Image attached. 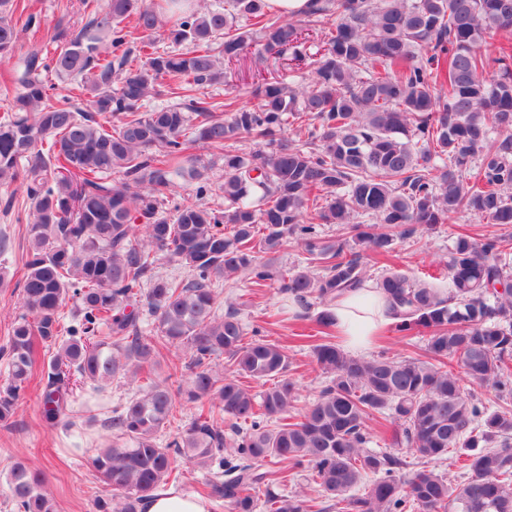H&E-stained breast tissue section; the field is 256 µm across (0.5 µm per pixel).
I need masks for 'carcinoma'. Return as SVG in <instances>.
Returning a JSON list of instances; mask_svg holds the SVG:
<instances>
[{
	"instance_id": "carcinoma-1",
	"label": "carcinoma",
	"mask_w": 512,
	"mask_h": 512,
	"mask_svg": "<svg viewBox=\"0 0 512 512\" xmlns=\"http://www.w3.org/2000/svg\"><path fill=\"white\" fill-rule=\"evenodd\" d=\"M83 6L81 28L55 24L53 50L20 54L35 16L20 27L27 5L0 0V62L14 63L0 185L20 184L29 204L25 312L0 348V421L27 390L39 339L55 348L46 419L112 433L91 461L105 485L97 512H139L181 461L209 474L204 494L228 512H512V234L457 233L446 288L398 271L377 279L397 331L427 335L423 352L367 359L318 344L328 383L305 409L285 348L246 340L232 306L216 314L217 284L245 273L253 288L278 283L302 316L321 304L315 322L329 331L336 298L368 282V254L388 257L396 239L460 214L512 226V0H311L304 16L330 24L310 84L268 82L253 105L200 90L223 83L224 60L257 41L299 47L302 20L265 0L204 12L197 0ZM162 38L172 48L159 49ZM48 73L69 82L63 98ZM164 93L176 102L152 106ZM287 125L308 140L278 138ZM244 138L258 148L224 151V182L212 188L193 148ZM183 185L195 199L170 204ZM214 190L222 209L202 203ZM320 224L344 232L326 239ZM290 243L305 266L272 271L262 255ZM159 252L190 277L152 275ZM68 297L78 303L69 325ZM145 310L154 336L143 335ZM172 347L188 358L183 384L157 371ZM127 374L145 387L112 408L107 390ZM469 383L492 387L498 403ZM181 401L197 414L162 445ZM377 418L417 466L371 449ZM450 453L465 471L458 483L438 469ZM284 461L307 472L316 496L287 491V477L265 469ZM6 484L13 512H56L41 471L17 462Z\"/></svg>"
}]
</instances>
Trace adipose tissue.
I'll return each mask as SVG.
<instances>
[{
    "label": "adipose tissue",
    "instance_id": "adipose-tissue-1",
    "mask_svg": "<svg viewBox=\"0 0 512 512\" xmlns=\"http://www.w3.org/2000/svg\"><path fill=\"white\" fill-rule=\"evenodd\" d=\"M330 312L342 347L353 353L364 351L373 338L394 321L384 295L375 288L341 296Z\"/></svg>",
    "mask_w": 512,
    "mask_h": 512
}]
</instances>
